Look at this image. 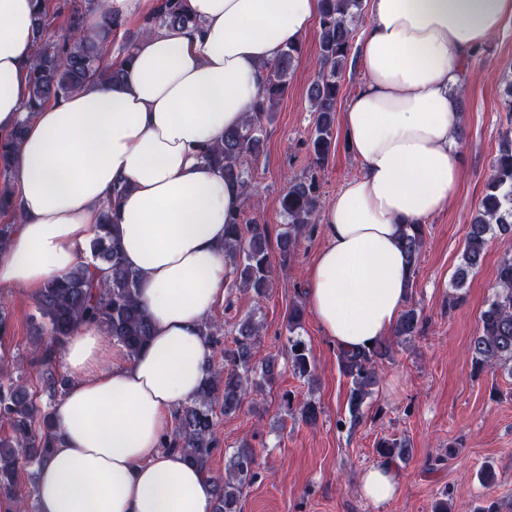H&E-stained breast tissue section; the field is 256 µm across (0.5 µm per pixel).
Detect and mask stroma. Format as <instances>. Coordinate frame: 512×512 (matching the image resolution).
<instances>
[{
    "label": "stroma",
    "instance_id": "35a3bbf8",
    "mask_svg": "<svg viewBox=\"0 0 512 512\" xmlns=\"http://www.w3.org/2000/svg\"><path fill=\"white\" fill-rule=\"evenodd\" d=\"M319 34L314 25L302 37L288 90L264 124L261 153L250 162L260 192L246 201L242 218L268 227L273 265L268 294L259 299L228 284L223 303L212 313L230 338L240 320L258 322L253 361L277 357L280 376L273 387L253 394L238 413L217 415L218 446L208 463L210 474L223 476L227 459L246 440L257 450L259 476L245 489L241 512H431L441 497L448 499L452 512H467L489 498L500 503L502 512H512V376L501 371L473 375L469 355L499 262L512 252V238H491L481 266L469 273L463 288L453 285L500 140L512 127L503 107V89L512 75V24L484 45L467 72L460 105L457 194L425 224V247L408 299L421 316L420 332L395 346L362 421L353 428L347 424L350 383L339 369L336 347L323 336L312 311H305L299 334L310 348L316 383L307 384L287 362L288 312L305 301L304 272L326 242L322 224H315L299 238L294 260L282 262L280 196L287 178L316 170L322 198L328 201L363 171L339 125L329 160L318 169L312 164L309 88L319 71ZM0 311L9 322L7 335L0 336V358L9 362L14 378L35 393L41 410L50 411L54 401L42 392L30 365L33 343L46 336L36 300L21 290L0 288ZM286 392L319 404L316 425H306L283 410L281 396ZM385 437L407 439L411 453L397 468L395 497L375 504L362 495L359 476L378 465L376 444ZM488 466L497 476L490 486L481 480Z\"/></svg>",
    "mask_w": 512,
    "mask_h": 512
}]
</instances>
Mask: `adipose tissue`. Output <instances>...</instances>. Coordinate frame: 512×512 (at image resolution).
<instances>
[{"label":"adipose tissue","instance_id":"adipose-tissue-1","mask_svg":"<svg viewBox=\"0 0 512 512\" xmlns=\"http://www.w3.org/2000/svg\"><path fill=\"white\" fill-rule=\"evenodd\" d=\"M198 24L140 39L117 85L95 82L27 113L38 0H0V137L21 131L12 176L20 219L0 252V286L37 295L78 265L111 221L152 336L117 358L96 325L63 347L69 378L53 407L55 447L39 469L37 512H213L207 477L166 450L175 411L213 365L203 324L224 300V224L243 196L200 152L241 127L264 68L309 30L318 0H185ZM359 40L366 81L346 107L363 164L324 207L327 242L307 301L337 349L395 327L408 296L405 225L453 199L461 63L505 22L512 0H368Z\"/></svg>","mask_w":512,"mask_h":512}]
</instances>
